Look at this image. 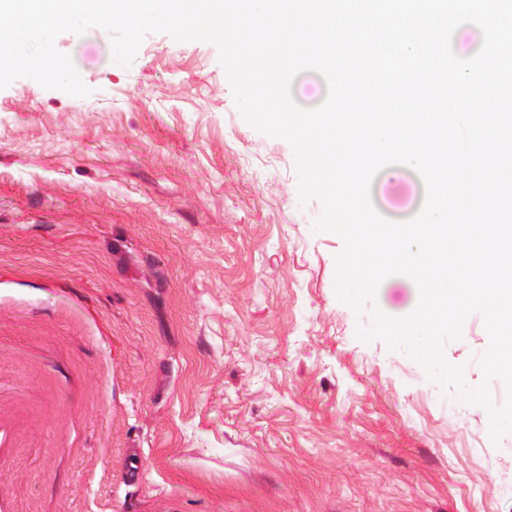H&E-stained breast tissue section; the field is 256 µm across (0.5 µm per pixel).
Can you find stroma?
<instances>
[{
  "label": "stroma",
  "instance_id": "obj_1",
  "mask_svg": "<svg viewBox=\"0 0 512 512\" xmlns=\"http://www.w3.org/2000/svg\"><path fill=\"white\" fill-rule=\"evenodd\" d=\"M55 45L91 95L0 89V512H512V434L357 338L342 241L217 48ZM488 344L475 313L446 346L468 385Z\"/></svg>",
  "mask_w": 512,
  "mask_h": 512
}]
</instances>
